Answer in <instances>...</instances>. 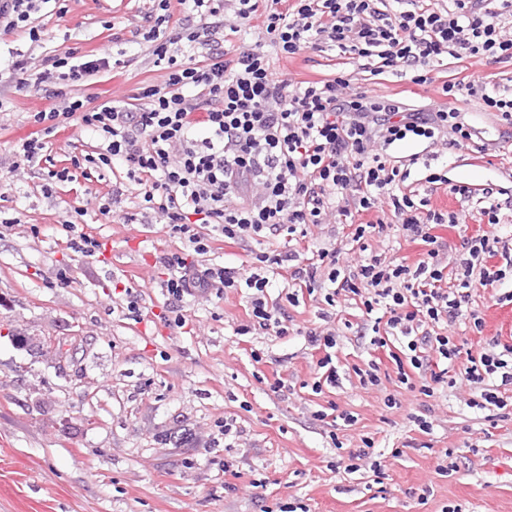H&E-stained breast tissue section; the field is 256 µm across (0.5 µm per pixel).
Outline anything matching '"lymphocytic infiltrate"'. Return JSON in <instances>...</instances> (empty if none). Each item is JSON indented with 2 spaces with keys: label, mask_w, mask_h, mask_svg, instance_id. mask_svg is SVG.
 I'll return each mask as SVG.
<instances>
[{
  "label": "lymphocytic infiltrate",
  "mask_w": 512,
  "mask_h": 512,
  "mask_svg": "<svg viewBox=\"0 0 512 512\" xmlns=\"http://www.w3.org/2000/svg\"><path fill=\"white\" fill-rule=\"evenodd\" d=\"M46 0H0V32L41 39L34 23ZM235 20L224 21V0H153L140 29L154 45L155 64L165 70L158 84L140 87L132 102H97L72 96L98 73L125 68V60L103 52L82 59L74 51L35 59L12 53L0 77L16 90L45 92L51 104L31 113L33 136L15 143L8 177L43 166L44 193L73 178L55 169L51 140L61 127L81 126L101 138L94 164L121 163L134 182L141 209L153 213L180 246L157 256L171 325L184 327L183 303L195 295L222 296L229 288L249 292L248 312L236 330L246 336L262 330L287 335L288 318L269 305L267 295L281 274L293 284L289 304L300 292L315 294L327 279L322 301L335 307L337 297L358 296L366 314L382 312L383 334L373 346L396 342L391 359L398 381L430 397L447 382L446 370L426 372L428 353L463 361V378L476 389L469 407L504 409L501 387L512 385V344L492 340L457 342L454 329L465 318L473 283L487 287L505 280L512 269V234L502 233L499 207H481L484 229L462 236L455 288L442 282L446 266L436 224H462L464 215L442 212L404 190L400 171L388 150L408 136L453 144L471 140L472 130L456 108L406 112L398 103L353 91L348 79H295L270 66L268 49L291 58L308 49L334 51L356 60L379 57L411 83L428 86L447 57L512 59V0H450L436 7L429 0H393L376 8L375 0H235ZM448 98H480L485 109L512 125V95L487 93L483 79L442 85ZM115 182L100 197L97 211L109 216L127 190ZM357 214L350 233L361 257L352 261L347 248H318L302 258L296 241L312 225L338 215ZM398 219L406 237L427 243L424 259L406 263L369 254L368 238L387 231L388 217ZM283 236L282 251H259L245 272L207 262L213 243H259ZM318 351L321 374L312 390L336 384L335 331L304 334Z\"/></svg>",
  "instance_id": "obj_1"
}]
</instances>
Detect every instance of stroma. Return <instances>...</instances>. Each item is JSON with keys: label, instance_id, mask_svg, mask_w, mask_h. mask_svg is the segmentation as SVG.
I'll list each match as a JSON object with an SVG mask.
<instances>
[{"label": "stroma", "instance_id": "stroma-1", "mask_svg": "<svg viewBox=\"0 0 512 512\" xmlns=\"http://www.w3.org/2000/svg\"><path fill=\"white\" fill-rule=\"evenodd\" d=\"M150 0H48L39 20L41 42L16 35L0 37V48L36 56L67 49L78 55L109 49L131 61L119 75L99 73L89 93L99 100H124L136 89L160 83L152 43L130 42ZM270 63L294 77L322 80L341 74L351 86L404 108L428 111L425 92H412L399 72L364 66L333 52L307 51ZM478 74L491 92H512V60L448 58L434 77L456 82ZM0 96L12 111L0 113V172L14 157L11 147L33 130L32 112L47 101L33 92L0 83ZM472 126L471 142L430 145L413 137L390 153L409 164L410 180L431 205L475 213L485 189L499 203L501 224L512 226V126L486 114L480 99L461 96L455 103ZM95 134L73 126L53 142L56 167L71 156L93 152ZM441 174L445 183L432 182ZM75 179L44 194L37 177L0 181V211L19 217L0 232V512H254L253 481H260L271 512H512V418L494 421L468 408L472 392L460 380L462 363L451 366L455 387L440 384L432 397L406 390L396 366L383 361L380 387L365 390L356 368L376 353L357 325L368 317L360 301H339L336 317L323 323L316 302L287 304L280 288L269 291L270 305L284 307L290 332L283 337L256 331L236 335L247 298L231 289L222 298H190L184 328L165 321L162 275L157 256L175 250L178 239L162 225L150 224L139 200L126 194L110 216L88 213L86 230L111 241L121 254L119 267L71 253L59 223L91 197L110 192L125 168L75 170ZM469 184L466 199L448 193L452 184ZM132 214L136 223L123 221ZM39 225L32 235L31 225ZM68 268V283L56 273ZM123 280L148 312L142 322L125 319ZM471 311L485 322L483 333L457 324L455 334L471 342L496 336L512 343V304L497 303L492 289L474 287ZM329 325L336 331V386L314 393L316 371L301 332ZM71 336L72 360L57 365L54 356L15 346L11 334ZM264 354L254 362L251 350ZM287 380V392L271 391L274 377ZM403 410L387 408L388 395ZM432 409L433 428L421 432L407 418L422 405ZM350 413L353 423L319 419L329 407ZM235 420L243 435L226 443L218 429ZM188 429L185 447L165 443L164 434ZM371 442L372 454L358 471L338 469V461ZM400 456H392V449ZM381 457L386 477L377 481L373 457ZM448 457L454 470L437 464ZM429 489L420 501L421 489Z\"/></svg>", "mask_w": 512, "mask_h": 512}]
</instances>
